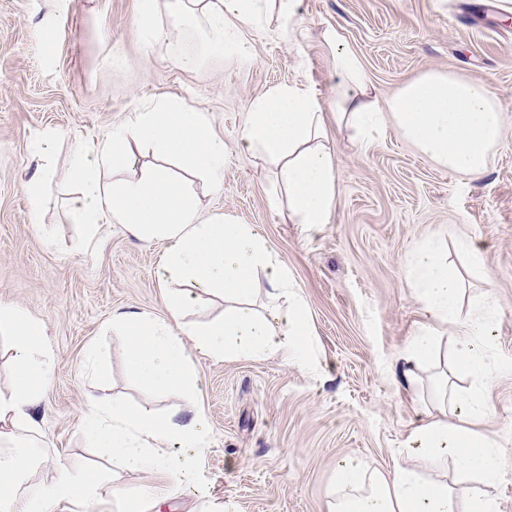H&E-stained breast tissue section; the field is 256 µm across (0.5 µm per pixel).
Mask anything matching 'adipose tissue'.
I'll return each instance as SVG.
<instances>
[{"label":"adipose tissue","mask_w":512,"mask_h":512,"mask_svg":"<svg viewBox=\"0 0 512 512\" xmlns=\"http://www.w3.org/2000/svg\"><path fill=\"white\" fill-rule=\"evenodd\" d=\"M268 2L136 0L135 28L141 38L157 41L162 34L158 14L165 8L176 23L174 36L198 46L177 56L180 66L198 68L209 55L239 61L250 54L242 28L265 17ZM321 43L331 53L338 78L331 109H323L309 87L283 85L252 102V118L242 134L248 149L275 164L296 223H328L339 193L325 136L327 118L352 131L362 146L394 129L438 167L470 177L484 175L493 150L512 135L484 82L430 71L378 102L368 98L361 59L344 46L339 32L326 30ZM148 151L160 157V164L144 162ZM74 155L79 189L68 198L67 209L84 231L81 248L92 245L102 225H125L140 239L164 243L158 281L181 285L166 296L168 319L118 312L112 325L125 338L126 362L141 389L178 393L188 405L187 418L133 408L102 388L91 394L84 413L90 440L112 464L165 475L164 487L140 499L141 512H158L189 482L194 456L213 437L208 417L197 406L200 389L187 345L214 360L275 358L309 366L305 303L292 289L287 266L253 225L204 215L189 190L196 176L214 189L223 183L227 147L210 112L162 98ZM409 277L431 323L411 339L399 375L413 388L426 364L436 366L434 402L404 441L415 461L385 473L369 469L361 458L344 459L328 512H497L491 489L503 477L499 444L482 428L490 412L484 392L500 369L487 354L491 319L483 313L458 317L461 275L436 238L419 247ZM209 293L223 295L222 317L183 324L184 311ZM0 359L13 366L9 387L0 389V444L22 440L38 447L45 387L55 360L42 324L3 303ZM110 490L108 474H77L60 464L37 494L16 490L0 496V512H50L63 500L89 505Z\"/></svg>","instance_id":"adipose-tissue-1"}]
</instances>
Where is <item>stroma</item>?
Listing matches in <instances>:
<instances>
[{"label":"stroma","instance_id":"35a3bbf8","mask_svg":"<svg viewBox=\"0 0 512 512\" xmlns=\"http://www.w3.org/2000/svg\"><path fill=\"white\" fill-rule=\"evenodd\" d=\"M135 0H0V303L41 320L56 370L44 396L42 461L28 493L50 483L59 463H102L90 448L82 416L92 384L160 414L183 410L175 395L144 396L124 363L123 337L112 315L168 318L156 277L161 243L104 225L99 243L77 250L80 234L63 199L76 144H95L130 113L162 97L207 110L228 149L224 186L196 182L204 214L255 225L287 265L308 309L317 365L306 371L275 359L214 362L188 348L201 383L199 407L212 426L211 445L193 461L191 489L173 494L160 512H327L336 469L348 456L391 470L422 415L418 396L391 369L428 316L407 278L419 243L442 232L448 259L465 268V237L481 247L495 277L490 326L495 358L512 363V138L492 153L479 178L443 170L395 133L365 148L351 132H330L340 190L328 223H294L274 208L273 166L240 145L250 105L262 93L304 82L322 104L336 94L330 54L318 43L338 29L361 58L373 97L385 101L405 83L439 70L483 80L512 119V0H300L302 34L288 42L277 15L243 29L251 52L226 63L206 57L185 69L175 57L183 40L146 44L133 31ZM56 36L44 56V35ZM54 131L47 154L53 203L41 224L29 218L30 152ZM52 237H45L43 227ZM106 356L98 381L84 368L90 344ZM484 429L500 443L503 480L494 487L499 512H512V371L485 391ZM162 474L114 470L125 498L104 496L93 512H127L141 489L164 485Z\"/></svg>","mask_w":512,"mask_h":512}]
</instances>
